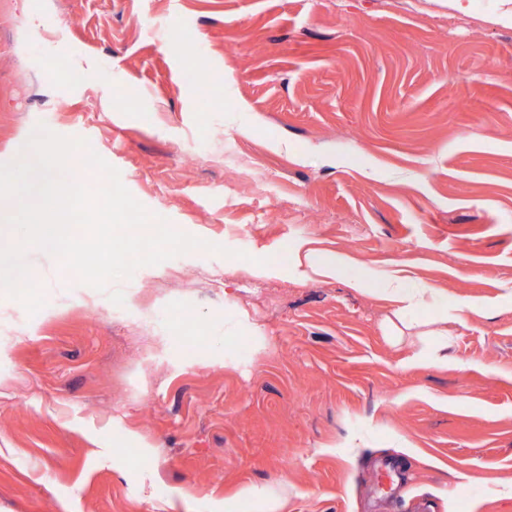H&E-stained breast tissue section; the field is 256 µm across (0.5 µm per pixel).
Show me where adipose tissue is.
Listing matches in <instances>:
<instances>
[{"instance_id": "obj_1", "label": "adipose tissue", "mask_w": 512, "mask_h": 512, "mask_svg": "<svg viewBox=\"0 0 512 512\" xmlns=\"http://www.w3.org/2000/svg\"><path fill=\"white\" fill-rule=\"evenodd\" d=\"M379 291L393 299L399 305L396 323L390 324V331H397L399 324L409 323L412 316L427 313L428 324H436L448 311L447 305L441 304L434 288L427 284L413 281L399 272H388L379 284Z\"/></svg>"}]
</instances>
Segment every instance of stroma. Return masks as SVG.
Segmentation results:
<instances>
[{"label":"stroma","instance_id":"35a3bbf8","mask_svg":"<svg viewBox=\"0 0 512 512\" xmlns=\"http://www.w3.org/2000/svg\"><path fill=\"white\" fill-rule=\"evenodd\" d=\"M0 163L87 140L193 251L0 293V512H512V0H0ZM213 74L200 94L191 72ZM400 269L396 303L296 255ZM402 480L378 496L377 463ZM379 287L374 289L398 303L396 318L402 325L412 322L411 317L421 312L430 313L424 323L428 326L439 322L440 317L446 313L448 320V305L437 300L434 288L410 280L400 275V271L388 272L380 281ZM255 498H261L267 505L268 512H278V508L280 504L278 500L274 497L268 496L264 490H259L256 488H247L242 493L241 500L236 505H231L225 502L224 510L225 512H246L242 511L244 505H246L250 500Z\"/></svg>","mask_w":512,"mask_h":512}]
</instances>
